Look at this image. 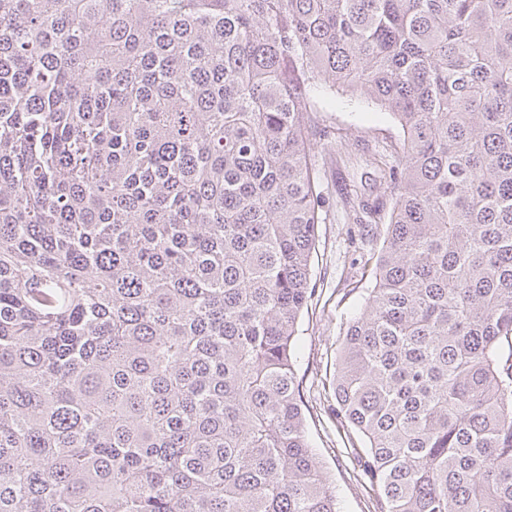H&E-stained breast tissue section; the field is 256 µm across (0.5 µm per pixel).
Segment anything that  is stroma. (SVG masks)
I'll list each match as a JSON object with an SVG mask.
<instances>
[{"instance_id": "35a3bbf8", "label": "stroma", "mask_w": 512, "mask_h": 512, "mask_svg": "<svg viewBox=\"0 0 512 512\" xmlns=\"http://www.w3.org/2000/svg\"><path fill=\"white\" fill-rule=\"evenodd\" d=\"M321 104L317 119L332 135L313 149L325 204L312 259L315 296L296 334L297 379L310 440L336 489L341 512H373L374 499L357 475L350 437L336 424L327 384L336 370L344 327L359 303L351 288L360 278V252L381 246L379 238L349 219L344 187L372 178L367 155L394 141L398 129L387 114L346 96H327Z\"/></svg>"}]
</instances>
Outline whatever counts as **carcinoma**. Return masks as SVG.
Returning <instances> with one entry per match:
<instances>
[{"instance_id": "carcinoma-1", "label": "carcinoma", "mask_w": 512, "mask_h": 512, "mask_svg": "<svg viewBox=\"0 0 512 512\" xmlns=\"http://www.w3.org/2000/svg\"><path fill=\"white\" fill-rule=\"evenodd\" d=\"M324 90L398 129L332 381L375 512H512V0H0V512H340Z\"/></svg>"}]
</instances>
